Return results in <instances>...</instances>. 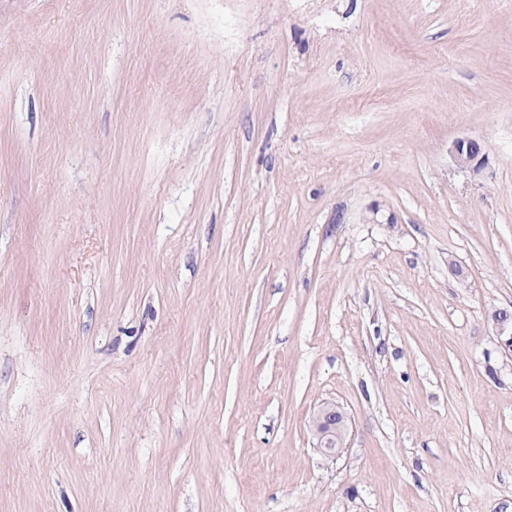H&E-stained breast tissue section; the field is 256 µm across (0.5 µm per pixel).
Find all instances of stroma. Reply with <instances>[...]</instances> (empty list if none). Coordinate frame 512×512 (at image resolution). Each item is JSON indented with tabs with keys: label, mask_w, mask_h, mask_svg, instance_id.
Wrapping results in <instances>:
<instances>
[{
	"label": "stroma",
	"mask_w": 512,
	"mask_h": 512,
	"mask_svg": "<svg viewBox=\"0 0 512 512\" xmlns=\"http://www.w3.org/2000/svg\"><path fill=\"white\" fill-rule=\"evenodd\" d=\"M498 309L512 0H0V512H512ZM451 152L461 167L475 169L482 164V147L477 140L459 139L453 143ZM310 430L317 441V448L330 459L338 457L344 447L347 415L336 402H324L313 414Z\"/></svg>",
	"instance_id": "1"
}]
</instances>
